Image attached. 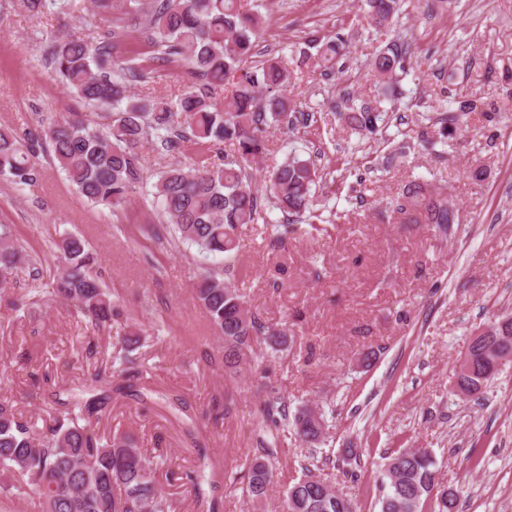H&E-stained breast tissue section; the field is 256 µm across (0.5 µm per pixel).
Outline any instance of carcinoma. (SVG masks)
I'll return each instance as SVG.
<instances>
[{"label": "carcinoma", "mask_w": 512, "mask_h": 512, "mask_svg": "<svg viewBox=\"0 0 512 512\" xmlns=\"http://www.w3.org/2000/svg\"><path fill=\"white\" fill-rule=\"evenodd\" d=\"M238 0H92L105 20L146 18L152 51L113 70L110 41L97 44L56 37L47 58L65 86L91 108H110L111 123L98 127L92 120L63 118L41 133L19 135L0 129V179L27 186L41 177L38 158L50 151L65 179L95 207L124 205L141 188L144 169L140 148L154 143L166 148L191 147L195 161L189 168L172 166L156 175L151 201L171 226L177 239L194 245L207 256L231 253L238 247L237 230L244 224L269 223L264 201H272L283 214L331 223L316 213L318 170L309 159L286 157L272 172L264 191L252 184L245 164L267 149L271 124H305L310 114L291 108L282 90L292 75L281 61L270 58L248 65L262 29V18L239 10ZM401 0H365L371 22L383 25L400 9ZM38 17L44 9L69 7L67 0H22ZM345 46L340 33L324 41L311 40L320 61L327 65ZM409 46L394 42L380 50L371 70L383 87L405 69ZM161 59L188 69L201 87L190 85L177 99L147 93L134 94L131 85L147 78L149 61ZM335 111L345 114L352 129L373 135L386 111L354 98L341 96ZM236 146L239 158L210 162V153ZM406 224H432L443 232L460 223L448 195L427 183L409 187L391 204ZM57 265L47 288H30L11 302L17 311L30 310L48 295L72 303L75 313L98 331L112 326L118 314L108 288L93 267L97 256L77 234L61 235L52 245ZM30 261L17 244L11 224H0V281L16 266ZM197 303L218 335L224 338V365L241 363L247 355L258 359L253 344L262 341L277 352L288 342V324H268L251 312L243 296L213 274L200 278ZM142 347L141 333L132 330L119 345H108L110 366L86 363L82 386L93 391L83 400L64 399L53 393L44 401L49 421L41 424L18 412L13 398L0 395V470L16 480L0 492L18 500H32L42 512H175L173 500L162 494L156 473L164 466L168 449L156 439L146 450L129 434L104 435L97 420L112 402V395L134 396L133 384L112 383V374L139 377L144 366L135 356ZM490 346L475 349L473 371H455L457 390L473 396L490 381L485 358ZM265 421L275 431L292 430L311 448L324 433L323 414L305 407L288 411V400L272 395L264 404ZM197 447V465L186 474L198 501L208 512H220L214 496L219 474L200 448L195 427L186 428ZM273 453L269 449L249 462L244 495L253 502L264 499L272 483ZM380 512H454L455 494L439 478L433 455L425 449L402 450L389 457ZM283 512H356L350 498L336 494L321 477L307 469L288 487Z\"/></svg>", "instance_id": "carcinoma-1"}]
</instances>
